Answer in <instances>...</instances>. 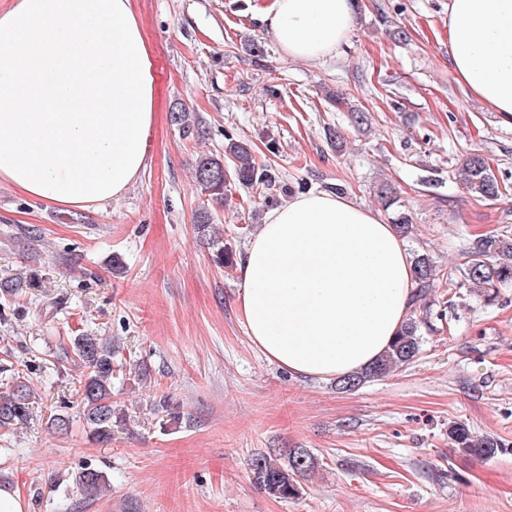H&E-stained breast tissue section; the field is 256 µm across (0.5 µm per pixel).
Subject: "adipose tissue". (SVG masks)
Instances as JSON below:
<instances>
[{"label":"adipose tissue","instance_id":"obj_1","mask_svg":"<svg viewBox=\"0 0 512 512\" xmlns=\"http://www.w3.org/2000/svg\"><path fill=\"white\" fill-rule=\"evenodd\" d=\"M355 0H272L281 51L311 62L349 37ZM456 80L512 121V0H448ZM150 49L132 0H13L0 12V184L85 209L121 197L148 165ZM247 334L292 374L371 365L405 322L413 265L396 227L318 191L268 212L240 260Z\"/></svg>","mask_w":512,"mask_h":512}]
</instances>
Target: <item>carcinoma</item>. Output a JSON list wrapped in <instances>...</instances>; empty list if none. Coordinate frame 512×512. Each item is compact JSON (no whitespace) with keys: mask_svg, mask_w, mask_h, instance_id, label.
<instances>
[{"mask_svg":"<svg viewBox=\"0 0 512 512\" xmlns=\"http://www.w3.org/2000/svg\"><path fill=\"white\" fill-rule=\"evenodd\" d=\"M224 155L233 158L232 165L213 154H203L196 160L195 178L201 192L214 202L225 200L228 185L242 187L264 184L276 186L277 174L258 165L249 143L226 138ZM456 179L471 194L495 199L512 188L499 183L492 168L480 154L466 158L456 169ZM213 262L221 267L233 265V250L221 237L211 238ZM463 274L469 287L478 289L486 304L498 301L500 289L512 285V235L486 234L476 238L465 254ZM436 265L427 253H416L413 273L418 292L414 303L420 311H412L390 348L366 370L342 377L336 387L354 391L368 382L410 364L420 353L422 327L428 324V306L422 303L429 289L435 287ZM33 287L32 279L21 273L0 279V294L15 298ZM71 352L81 362L83 374L80 396L83 418L90 428V436L97 442L110 438L112 422H120L125 413L112 401V379L123 369L117 363L119 347L112 340L92 331L74 337ZM12 385L0 392V430H14L28 423L34 414L37 397L31 386L19 373L11 375ZM448 438L460 451L480 459L496 455L498 442L488 436L478 437L464 423L448 426ZM316 467L314 456L305 448H292L285 453H258L250 459L249 468L254 484L268 496L276 499H296L304 488L302 480ZM77 484L87 493H94L106 484L102 472L85 469L76 477Z\"/></svg>","mask_w":512,"mask_h":512,"instance_id":"1","label":"carcinoma"}]
</instances>
